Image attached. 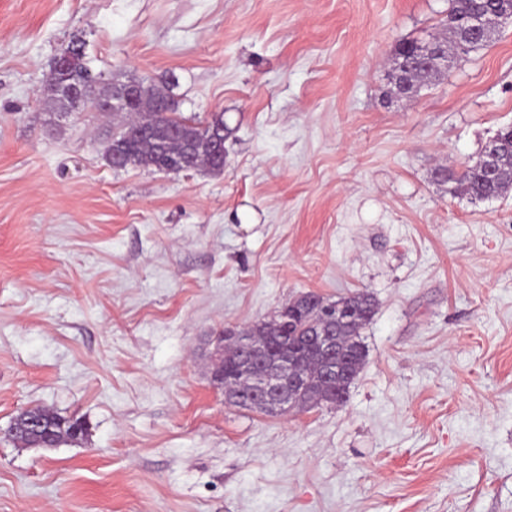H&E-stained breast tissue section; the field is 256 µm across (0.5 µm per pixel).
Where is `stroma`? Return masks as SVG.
Wrapping results in <instances>:
<instances>
[{
    "label": "stroma",
    "mask_w": 512,
    "mask_h": 512,
    "mask_svg": "<svg viewBox=\"0 0 512 512\" xmlns=\"http://www.w3.org/2000/svg\"><path fill=\"white\" fill-rule=\"evenodd\" d=\"M448 0H0V512H512V192L459 171L512 125V25L413 100L395 49ZM105 80L224 115V170L113 169ZM372 292L347 401L225 405L210 342L298 294ZM33 405L77 444L20 448ZM63 54L68 55L70 59L68 63L66 55L57 59L60 65L67 64L65 68L52 66L50 79L42 92L44 99L58 112H68L69 109L76 106H90L96 109L97 106L90 95L76 103L66 94L65 88L70 85H83L90 90L91 94L96 89L111 88L113 83H103L101 75L93 73L86 56L85 42L81 40L72 41L61 53V55Z\"/></svg>",
    "instance_id": "1"
}]
</instances>
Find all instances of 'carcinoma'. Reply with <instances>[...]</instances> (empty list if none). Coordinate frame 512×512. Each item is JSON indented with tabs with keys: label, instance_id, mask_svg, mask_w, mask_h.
<instances>
[{
	"label": "carcinoma",
	"instance_id": "obj_1",
	"mask_svg": "<svg viewBox=\"0 0 512 512\" xmlns=\"http://www.w3.org/2000/svg\"><path fill=\"white\" fill-rule=\"evenodd\" d=\"M512 5L508 0H449V8L443 26L447 27L449 43L462 59L469 53L486 47L490 40H473L463 33L462 22L477 13L499 11ZM69 56L67 66H52L50 79L42 95L57 111L67 112L78 105L96 108L93 98L87 96L80 102L72 100L65 92L70 85H83L89 90L107 89L110 83L101 81V76L93 73L85 52V42L75 40L64 50ZM140 96L137 105L117 107L112 110V136L107 141L105 160L119 156L124 167H151L165 171L174 165L183 170L205 166L214 172L224 170V159L214 149L215 140H227L232 131L224 125V114L218 113L206 123L185 118L176 111L169 88L151 81L140 80ZM166 104L167 111L156 112L158 102ZM497 152L488 157L480 152L477 159L463 166L457 172L440 170L438 177L444 182H453L465 194L475 201L497 198L512 189L508 178L491 179L485 174V167L494 162L505 174L512 173V126L503 127L493 136ZM340 306V318L336 323V333L341 336L345 356L356 369H362L367 349L361 331L372 320L377 300L367 290H355L334 300ZM296 357L303 361L306 372L312 374L318 366V353L315 349L294 342L289 343ZM28 419L42 422L38 432H22L13 436V440L22 448H56L60 445V435L72 440H81L87 435L88 428L82 427L80 433L70 432L72 424L79 419L65 417L41 406H32L22 410L13 419L18 424Z\"/></svg>",
	"mask_w": 512,
	"mask_h": 512
}]
</instances>
